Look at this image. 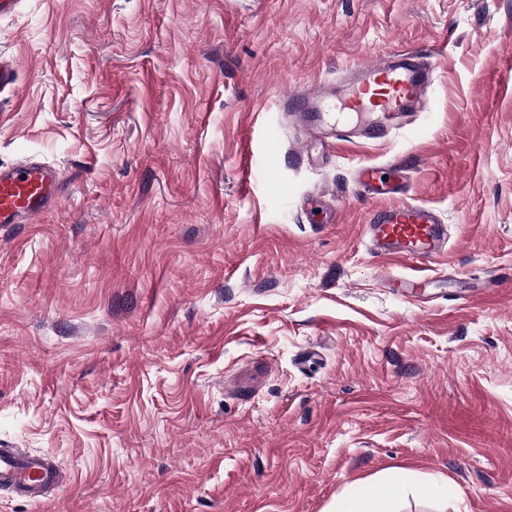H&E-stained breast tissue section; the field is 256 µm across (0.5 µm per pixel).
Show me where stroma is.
Returning <instances> with one entry per match:
<instances>
[{
    "instance_id": "stroma-1",
    "label": "stroma",
    "mask_w": 512,
    "mask_h": 512,
    "mask_svg": "<svg viewBox=\"0 0 512 512\" xmlns=\"http://www.w3.org/2000/svg\"><path fill=\"white\" fill-rule=\"evenodd\" d=\"M400 48L426 112L293 159L285 97ZM0 54V167L61 175L0 224V446L68 476L0 512H329L390 467L458 489L401 512H512V0H23ZM388 162L448 226L417 299L364 236ZM386 167L394 173L387 179L380 174V167L361 168L358 172V183L371 195L380 197L404 196L406 185L401 177V171L393 164Z\"/></svg>"
}]
</instances>
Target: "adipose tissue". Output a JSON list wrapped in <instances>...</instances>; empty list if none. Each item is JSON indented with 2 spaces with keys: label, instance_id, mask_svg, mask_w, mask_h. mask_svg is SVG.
<instances>
[{
  "label": "adipose tissue",
  "instance_id": "obj_1",
  "mask_svg": "<svg viewBox=\"0 0 512 512\" xmlns=\"http://www.w3.org/2000/svg\"><path fill=\"white\" fill-rule=\"evenodd\" d=\"M409 490L420 497L437 500L454 497L457 493L445 477L434 476L413 485L405 472L391 470L382 480L352 486L337 500L334 509L335 512H396L395 501Z\"/></svg>",
  "mask_w": 512,
  "mask_h": 512
}]
</instances>
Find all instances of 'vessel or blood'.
Segmentation results:
<instances>
[{"instance_id": "vessel-or-blood-1", "label": "vessel or blood", "mask_w": 512, "mask_h": 512, "mask_svg": "<svg viewBox=\"0 0 512 512\" xmlns=\"http://www.w3.org/2000/svg\"><path fill=\"white\" fill-rule=\"evenodd\" d=\"M432 69L417 51L399 49L380 59L358 62L346 70L344 81L315 83L293 92L287 109L307 140L329 143L376 140L425 111V89ZM359 184L370 194L396 198L365 226L373 254L429 263L445 252L447 231L429 206L405 201L400 173L383 177L379 168L358 172ZM58 179L53 169L39 164L0 170V224H33L57 203ZM430 274L386 275L382 285L407 293L430 286ZM61 482L59 471L44 456L15 448H0V491L33 503Z\"/></svg>"}]
</instances>
